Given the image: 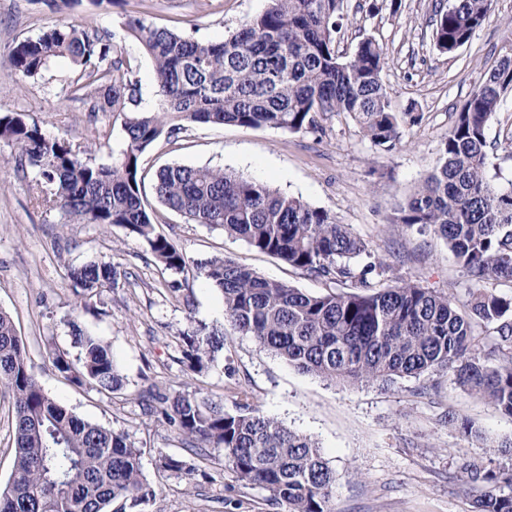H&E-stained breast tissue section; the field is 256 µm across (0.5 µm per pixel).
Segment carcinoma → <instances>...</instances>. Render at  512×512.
<instances>
[{
  "label": "carcinoma",
  "mask_w": 512,
  "mask_h": 512,
  "mask_svg": "<svg viewBox=\"0 0 512 512\" xmlns=\"http://www.w3.org/2000/svg\"><path fill=\"white\" fill-rule=\"evenodd\" d=\"M492 0H447L431 20L433 41L452 54L489 18ZM343 0H267L264 11L214 42L130 15L127 31L154 66L155 99H142L139 80L123 48L109 35L58 23L19 41L8 61L22 78H37L59 57L79 76L73 92L90 112L124 115V141L112 163L92 160V149L45 134L18 112L0 113V143L16 167L34 173L36 202L117 225L140 239L164 269L181 273L187 259L158 233L146 210L141 156L162 135L192 123L272 128L297 134L321 129L334 115L353 119L377 150L390 152L418 112H398L383 80L382 44L371 37L342 56L336 49ZM512 92V52L484 75L444 137L437 166L418 184L392 223L428 229L442 239L471 285L460 310L450 295L424 287L401 267L375 256L369 245L336 222L328 210L285 195L263 182L219 168L167 165L153 184L159 202L194 224L222 228L253 249L305 277L338 286L311 294L264 277L246 264L213 257L198 274L224 298L225 318L237 333L298 370L334 384H388L397 378L446 374L495 409L512 416V188L489 173L498 145L488 131L504 96ZM67 277L84 308L118 286L110 261L71 265ZM490 340L475 344L477 327ZM76 354L50 348L47 357L67 382L101 394L125 381L110 345L69 321ZM182 363L204 374L224 349V330L206 325L184 331ZM0 389L13 400L14 457L0 512H138L160 488L143 475L140 450L127 435L83 419L50 397L28 364L11 317L0 311ZM155 408L184 444L224 449V468L243 486H259L282 512H334L336 471L318 443L266 415L242 391L229 410L187 387L155 397ZM448 424L477 440L466 418ZM508 464L463 465L465 491L475 512H512V450ZM159 470L177 478L199 466L163 454Z\"/></svg>",
  "instance_id": "1"
}]
</instances>
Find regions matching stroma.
<instances>
[{
    "instance_id": "35a3bbf8",
    "label": "stroma",
    "mask_w": 512,
    "mask_h": 512,
    "mask_svg": "<svg viewBox=\"0 0 512 512\" xmlns=\"http://www.w3.org/2000/svg\"><path fill=\"white\" fill-rule=\"evenodd\" d=\"M439 2L344 0L339 51L351 54L361 39L375 38L387 52L383 78L396 109L423 115L420 124L404 129L396 150L377 152L354 121L337 116L324 120L322 131L298 134L197 123L160 137L143 155L145 184L171 164L216 167L264 182L330 211L388 262L466 307L470 284L444 242L428 232L397 229L390 218L435 167L456 109L512 43L504 24L512 0H493L483 27L449 55L432 41L430 18ZM265 7L266 0H123L107 13L90 0L56 8L47 0H0V113H25L47 134L76 143L92 144L94 129L111 130L108 145L93 150L96 162H111L122 115L90 112L75 98L78 72L68 58L56 59L41 78H20L8 62L14 44L57 23L107 31L123 46L150 100L156 91L153 63L128 36L124 16L143 15L156 25L220 41ZM148 210L158 232L187 258L184 272L163 270L122 227L35 207L29 176L13 161H0V310L12 316L32 370L51 397L87 420L124 432L140 448L144 476L161 489L146 512H280L264 489L234 481L220 449H209L208 460L199 464L203 474L193 482L158 470L159 453L184 456L188 450L144 398L180 384L229 409L235 388H244L267 415L315 438L336 471L334 512H472L462 465L498 459V444L512 440L511 416L444 375L399 378L384 386L333 384L233 332L208 372L195 377L182 363L181 332L192 322H225L223 297L198 277L195 262L222 255L312 294L328 292L329 285L223 230L189 223L157 199H150ZM95 259L112 261L121 278L103 304L86 311L76 304L67 269ZM74 315L110 344L126 381L122 390L102 395L78 388L52 368L46 348H70L68 321ZM451 413L474 422L486 442L450 427Z\"/></svg>"
}]
</instances>
